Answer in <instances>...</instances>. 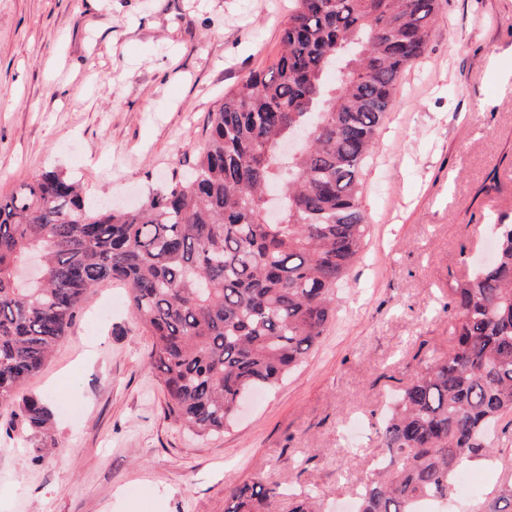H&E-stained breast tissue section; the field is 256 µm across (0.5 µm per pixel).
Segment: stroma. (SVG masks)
Returning a JSON list of instances; mask_svg holds the SVG:
<instances>
[{
	"label": "stroma",
	"mask_w": 512,
	"mask_h": 512,
	"mask_svg": "<svg viewBox=\"0 0 512 512\" xmlns=\"http://www.w3.org/2000/svg\"><path fill=\"white\" fill-rule=\"evenodd\" d=\"M294 0H0V195L58 170L87 196L132 202L202 150L213 112L269 69ZM496 173L494 192L480 191ZM368 229L336 316L278 387L224 434L169 417L152 341L124 285L87 299L50 361L0 406V512H225L229 488L314 490L350 512L398 394L453 345L448 287L512 223V0H439L422 61L398 83L362 177ZM38 397L53 417L23 430ZM468 464L492 512L512 488V416ZM15 416L19 418L26 429L34 432L46 430L51 420L47 405L37 397L27 399Z\"/></svg>",
	"instance_id": "stroma-1"
}]
</instances>
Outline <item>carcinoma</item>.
Segmentation results:
<instances>
[{
    "label": "carcinoma",
    "instance_id": "cac0c4a2",
    "mask_svg": "<svg viewBox=\"0 0 512 512\" xmlns=\"http://www.w3.org/2000/svg\"><path fill=\"white\" fill-rule=\"evenodd\" d=\"M438 19L439 0H296L277 62L224 96L200 156L138 207L92 205L57 170L0 196V405L111 280L153 338L149 369L176 421L220 434L240 397L275 388L336 314L367 228L362 168ZM303 127L310 140L284 170L276 145ZM271 184L282 224L262 222ZM497 228L494 260L451 287L453 348L402 390L354 512L447 503L463 464L490 453L488 427L512 414V224ZM34 251L44 278L22 287L13 271ZM15 416L34 432L51 420L37 397ZM275 496L261 480L236 485L228 512H262Z\"/></svg>",
    "mask_w": 512,
    "mask_h": 512
}]
</instances>
